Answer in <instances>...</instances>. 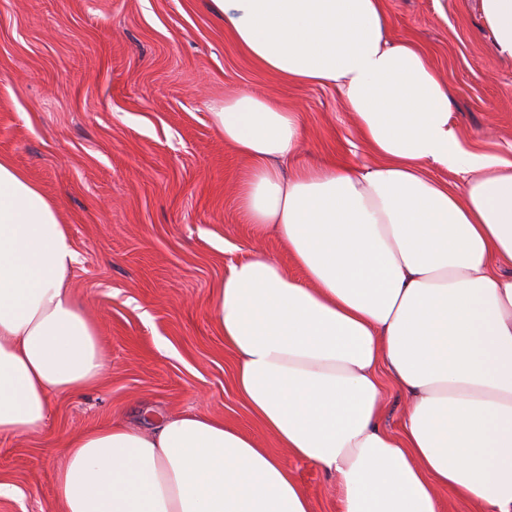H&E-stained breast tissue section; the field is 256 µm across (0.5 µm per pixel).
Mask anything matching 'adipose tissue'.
Instances as JSON below:
<instances>
[{
  "instance_id": "obj_1",
  "label": "adipose tissue",
  "mask_w": 512,
  "mask_h": 512,
  "mask_svg": "<svg viewBox=\"0 0 512 512\" xmlns=\"http://www.w3.org/2000/svg\"><path fill=\"white\" fill-rule=\"evenodd\" d=\"M208 6L259 67L335 86L379 158L287 171L297 113L251 92L213 106L225 145L249 163L241 213L303 274L257 252L214 288L239 397L335 480L338 512H442L440 486L478 512H512V161L462 147L447 83L391 37L383 0ZM480 10L512 59V0ZM77 262L55 205L0 157V436L39 431L52 394L99 382L98 326L71 288ZM383 366L408 400L397 438L380 424ZM53 499L60 512H312L282 461L196 414L70 437Z\"/></svg>"
}]
</instances>
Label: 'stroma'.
<instances>
[{"label":"stroma","instance_id":"obj_1","mask_svg":"<svg viewBox=\"0 0 512 512\" xmlns=\"http://www.w3.org/2000/svg\"><path fill=\"white\" fill-rule=\"evenodd\" d=\"M397 40L448 84L464 149L512 160V61L498 57L478 0H384ZM278 99L304 137L291 164L376 165L335 87L292 84L234 44L207 0H0V156L38 183L69 227L72 283L97 322L100 384L51 398L42 430L0 437V512H54L68 436L194 413L274 452L313 512H337L335 481L296 459L239 400L236 358L210 300L254 238L236 207L246 163L210 114L237 92Z\"/></svg>","mask_w":512,"mask_h":512}]
</instances>
